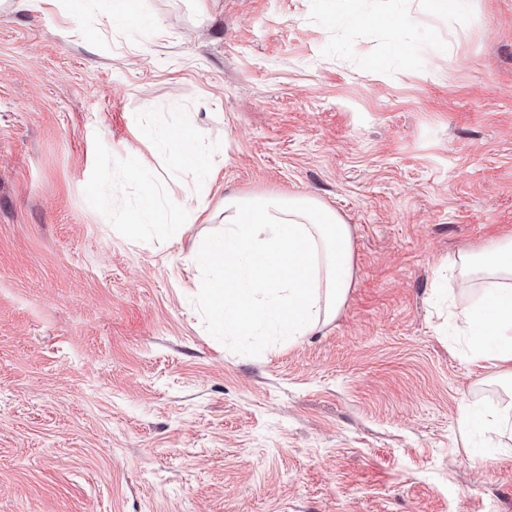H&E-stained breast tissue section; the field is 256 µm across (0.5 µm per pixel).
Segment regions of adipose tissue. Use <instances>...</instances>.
I'll use <instances>...</instances> for the list:
<instances>
[{"label":"adipose tissue","mask_w":512,"mask_h":512,"mask_svg":"<svg viewBox=\"0 0 512 512\" xmlns=\"http://www.w3.org/2000/svg\"><path fill=\"white\" fill-rule=\"evenodd\" d=\"M224 235L198 253L218 267L206 282V307L235 336L262 329L294 340L337 314L351 285L352 241L332 209L308 199L277 195L228 197ZM192 200H145L144 220L160 236L188 222ZM476 261L488 276L478 301L457 317L471 338L469 359L512 380V243H493Z\"/></svg>","instance_id":"ef3b65f1"}]
</instances>
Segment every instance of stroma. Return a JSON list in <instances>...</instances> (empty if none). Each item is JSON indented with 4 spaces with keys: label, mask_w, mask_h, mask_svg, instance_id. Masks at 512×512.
I'll return each mask as SVG.
<instances>
[{
    "label": "stroma",
    "mask_w": 512,
    "mask_h": 512,
    "mask_svg": "<svg viewBox=\"0 0 512 512\" xmlns=\"http://www.w3.org/2000/svg\"><path fill=\"white\" fill-rule=\"evenodd\" d=\"M141 2L0 8V512H512L479 419L512 384L454 317L512 237V0ZM150 184L206 209L130 234ZM230 194L350 229L345 302L295 342L204 311ZM165 144L175 146L172 152L176 168L190 181H196L208 168L205 161L195 153V148L187 132L170 133Z\"/></svg>",
    "instance_id": "1"
}]
</instances>
